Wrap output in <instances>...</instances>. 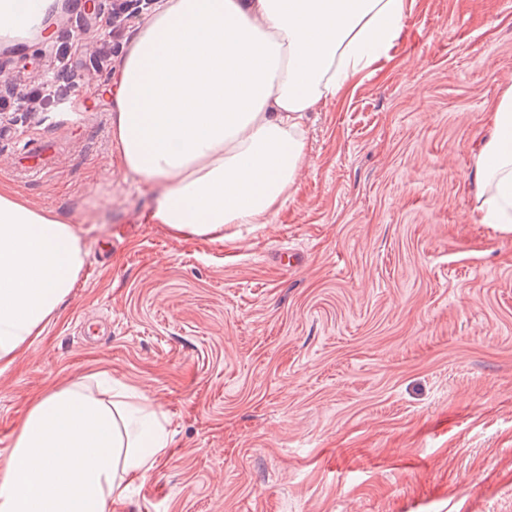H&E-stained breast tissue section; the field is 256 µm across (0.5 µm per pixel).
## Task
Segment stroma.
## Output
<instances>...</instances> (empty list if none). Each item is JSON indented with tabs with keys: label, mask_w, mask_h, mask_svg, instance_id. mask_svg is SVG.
Wrapping results in <instances>:
<instances>
[{
	"label": "stroma",
	"mask_w": 512,
	"mask_h": 512,
	"mask_svg": "<svg viewBox=\"0 0 512 512\" xmlns=\"http://www.w3.org/2000/svg\"><path fill=\"white\" fill-rule=\"evenodd\" d=\"M112 0L0 41L13 80L63 30L76 87L0 122V183L83 220L59 313L0 372V448L34 399L96 375L170 439L111 512H512V233L476 223L475 149L512 81V0H416L409 42L314 112L271 224L213 243L151 223L89 80ZM42 165L41 176L27 170Z\"/></svg>",
	"instance_id": "1"
}]
</instances>
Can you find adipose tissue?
Wrapping results in <instances>:
<instances>
[{
	"mask_svg": "<svg viewBox=\"0 0 512 512\" xmlns=\"http://www.w3.org/2000/svg\"><path fill=\"white\" fill-rule=\"evenodd\" d=\"M0 0V40L46 31L55 0ZM414 0H166L109 78L117 163L155 189L153 223L221 242L272 223L307 163L306 127L406 35ZM475 155L479 223L512 232V85ZM81 228L0 184V369L55 318ZM157 411L118 385L45 392L0 452V512H107L162 458Z\"/></svg>",
	"mask_w": 512,
	"mask_h": 512,
	"instance_id": "ef3b65f1",
	"label": "adipose tissue"
}]
</instances>
